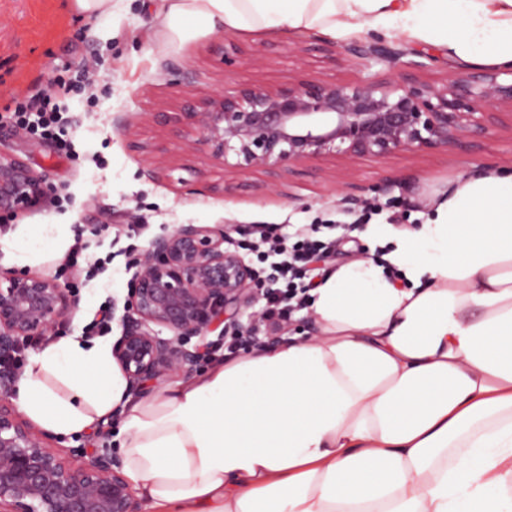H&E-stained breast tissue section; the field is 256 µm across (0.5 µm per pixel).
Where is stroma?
<instances>
[{
	"instance_id": "obj_1",
	"label": "stroma",
	"mask_w": 512,
	"mask_h": 512,
	"mask_svg": "<svg viewBox=\"0 0 512 512\" xmlns=\"http://www.w3.org/2000/svg\"><path fill=\"white\" fill-rule=\"evenodd\" d=\"M159 0H115L111 14L78 12L73 0H0V111L15 96L46 88L57 75L75 79L93 63L102 72L91 94L63 103L77 158L0 123V150L67 195L0 222V269L53 277L79 299L60 334L84 333L101 302L123 301L134 274L131 259L151 238L177 224L232 232L248 259L262 224L275 236L331 227L336 247L323 261L332 272L354 260L380 259L370 225L413 229L425 221V198L446 191L474 168L512 169V131L503 129L481 151L410 152L356 162L316 161L293 167L278 187L261 172L240 173L211 159L198 133L173 136L150 112L184 93L225 82L277 85L303 74L351 77L350 63H329L326 49L343 41L312 31L246 34L195 27L171 42L157 18ZM237 53L225 66V53ZM137 139L141 150L129 146ZM165 143L163 163L146 150ZM361 189V204L343 200L344 183ZM225 184L226 194L211 192Z\"/></svg>"
}]
</instances>
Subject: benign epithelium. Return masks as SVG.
Instances as JSON below:
<instances>
[{
    "instance_id": "1",
    "label": "benign epithelium",
    "mask_w": 512,
    "mask_h": 512,
    "mask_svg": "<svg viewBox=\"0 0 512 512\" xmlns=\"http://www.w3.org/2000/svg\"><path fill=\"white\" fill-rule=\"evenodd\" d=\"M330 58L354 65L353 78L220 85L162 107L155 118L176 132L196 128L224 165L271 176L325 158L469 151L512 126V68L465 69L428 81L430 56L380 38L343 46ZM50 192L23 159L0 151L1 216L38 207ZM135 265L121 335L112 344L134 396L153 392L170 373H194L201 343L220 324L261 344L253 331L264 321L263 311L254 309L263 282L224 231L178 224L152 238ZM77 306L55 278L0 270V512H143L107 448L72 449L80 459L75 464L11 402L19 378L10 366L16 353L52 333ZM244 306L252 309L246 325L240 321ZM193 337L199 343L192 346Z\"/></svg>"
}]
</instances>
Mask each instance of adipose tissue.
<instances>
[{
	"mask_svg": "<svg viewBox=\"0 0 512 512\" xmlns=\"http://www.w3.org/2000/svg\"><path fill=\"white\" fill-rule=\"evenodd\" d=\"M181 23L343 37L399 27L449 62L512 68V0H162ZM414 230L375 225L384 265L311 293L320 334L214 364L130 403L108 338L62 336L17 387L68 438L120 410L125 476L148 512H512V171L431 196Z\"/></svg>",
	"mask_w": 512,
	"mask_h": 512,
	"instance_id": "adipose-tissue-1",
	"label": "adipose tissue"
}]
</instances>
